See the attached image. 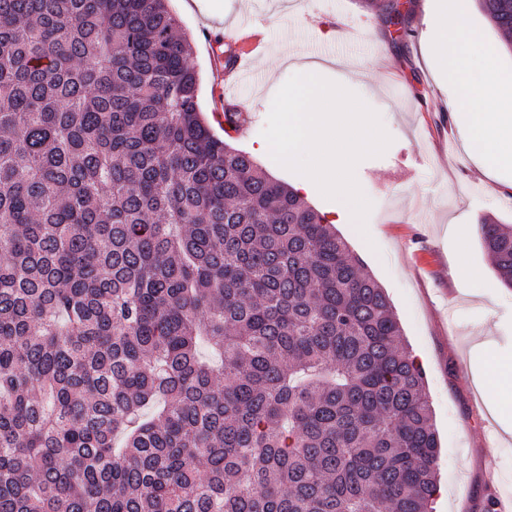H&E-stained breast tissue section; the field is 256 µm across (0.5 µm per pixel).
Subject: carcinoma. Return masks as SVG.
Listing matches in <instances>:
<instances>
[{
    "instance_id": "carcinoma-1",
    "label": "carcinoma",
    "mask_w": 512,
    "mask_h": 512,
    "mask_svg": "<svg viewBox=\"0 0 512 512\" xmlns=\"http://www.w3.org/2000/svg\"><path fill=\"white\" fill-rule=\"evenodd\" d=\"M191 51L167 0H0V512H430L384 289L213 133Z\"/></svg>"
}]
</instances>
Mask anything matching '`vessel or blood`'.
Returning a JSON list of instances; mask_svg holds the SVG:
<instances>
[{"label":"vessel or blood","instance_id":"b4317fda","mask_svg":"<svg viewBox=\"0 0 512 512\" xmlns=\"http://www.w3.org/2000/svg\"><path fill=\"white\" fill-rule=\"evenodd\" d=\"M227 43L233 44L236 51L232 66H225L223 56H216L214 63L219 70V86L217 88L218 107L223 112L226 121L225 129L241 128L243 112L232 93L233 87L243 80L249 69L250 55L258 46L259 34L243 33L242 30H229L224 35Z\"/></svg>","mask_w":512,"mask_h":512}]
</instances>
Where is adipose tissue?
Instances as JSON below:
<instances>
[{"mask_svg": "<svg viewBox=\"0 0 512 512\" xmlns=\"http://www.w3.org/2000/svg\"><path fill=\"white\" fill-rule=\"evenodd\" d=\"M433 40L444 47L432 59L438 74L450 79L470 74L459 88L460 102L471 107L460 127L468 149L483 163L512 167V80L500 77L495 58L482 57L475 35L449 20L447 7L435 15ZM470 372L496 422L511 432L512 405L499 391L512 388V362L495 360L484 348L472 357Z\"/></svg>", "mask_w": 512, "mask_h": 512, "instance_id": "ef3b65f1", "label": "adipose tissue"}]
</instances>
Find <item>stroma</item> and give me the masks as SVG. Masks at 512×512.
<instances>
[{"label": "stroma", "mask_w": 512, "mask_h": 512, "mask_svg": "<svg viewBox=\"0 0 512 512\" xmlns=\"http://www.w3.org/2000/svg\"><path fill=\"white\" fill-rule=\"evenodd\" d=\"M448 9L474 29L501 76H512V50L482 14L477 0H447ZM403 33L381 21L368 0H169L192 43L189 59L200 77V106L216 135L214 54L224 51L229 28L258 27L265 49L236 87L245 126L235 147L252 153L272 177L292 183V171L257 153L271 108L272 84L297 65L328 64V80L349 90L381 118L392 138L383 155L360 161L359 186L373 204L366 232L337 230L387 294L406 343L426 373V392L439 432L440 485L447 498L433 512H496L512 495V436L500 437L468 373L471 349L490 341L498 357L512 358V288L499 277L481 245L477 222L490 216L512 224V168L482 171L462 144L463 107L455 85L432 69V16L437 0H404ZM460 235H452L453 225ZM466 259L496 284L495 296L453 273L458 239Z\"/></svg>", "instance_id": "obj_1"}]
</instances>
